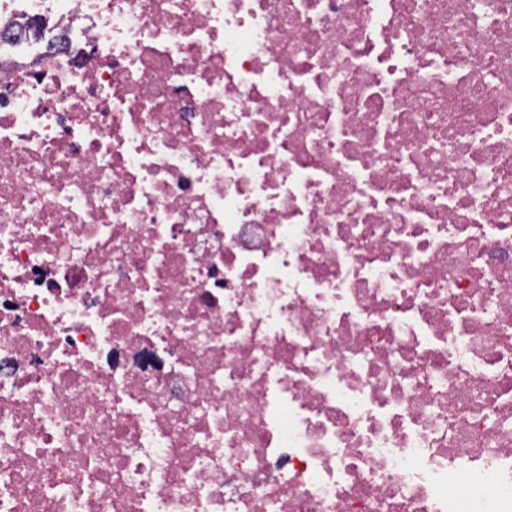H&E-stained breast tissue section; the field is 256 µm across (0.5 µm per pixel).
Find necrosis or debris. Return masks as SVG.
I'll return each instance as SVG.
<instances>
[{"label":"necrosis or debris","mask_w":512,"mask_h":512,"mask_svg":"<svg viewBox=\"0 0 512 512\" xmlns=\"http://www.w3.org/2000/svg\"><path fill=\"white\" fill-rule=\"evenodd\" d=\"M0 512H512V0H0Z\"/></svg>","instance_id":"necrosis-or-debris-1"}]
</instances>
